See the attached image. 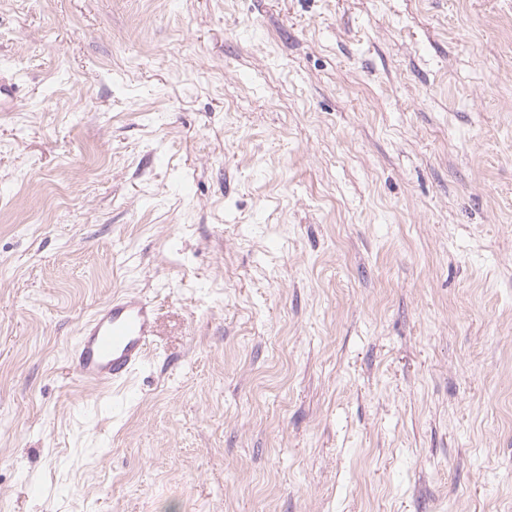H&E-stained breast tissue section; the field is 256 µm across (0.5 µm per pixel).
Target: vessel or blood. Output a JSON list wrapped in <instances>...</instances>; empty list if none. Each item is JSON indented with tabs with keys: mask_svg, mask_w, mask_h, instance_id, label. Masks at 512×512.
Returning <instances> with one entry per match:
<instances>
[{
	"mask_svg": "<svg viewBox=\"0 0 512 512\" xmlns=\"http://www.w3.org/2000/svg\"><path fill=\"white\" fill-rule=\"evenodd\" d=\"M155 334L153 304L139 295H125L85 321L70 361L83 381L120 383L142 364Z\"/></svg>",
	"mask_w": 512,
	"mask_h": 512,
	"instance_id": "1",
	"label": "vessel or blood"
}]
</instances>
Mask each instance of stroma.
Masks as SVG:
<instances>
[{"label":"stroma","mask_w":512,"mask_h":512,"mask_svg":"<svg viewBox=\"0 0 512 512\" xmlns=\"http://www.w3.org/2000/svg\"><path fill=\"white\" fill-rule=\"evenodd\" d=\"M511 69L512 0H0V512H512ZM154 336L153 304L139 295H125L85 321L69 361L85 382L121 383L143 363Z\"/></svg>","instance_id":"35a3bbf8"}]
</instances>
